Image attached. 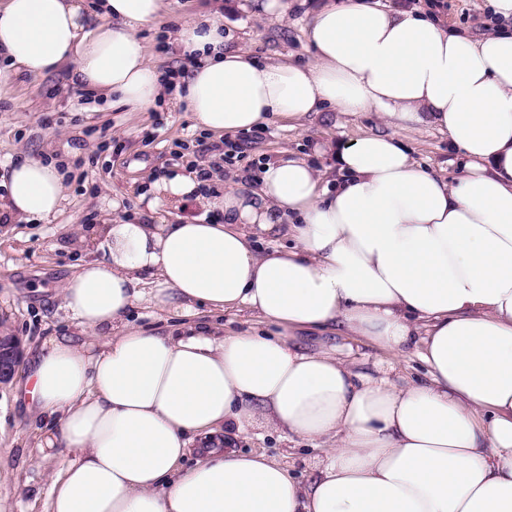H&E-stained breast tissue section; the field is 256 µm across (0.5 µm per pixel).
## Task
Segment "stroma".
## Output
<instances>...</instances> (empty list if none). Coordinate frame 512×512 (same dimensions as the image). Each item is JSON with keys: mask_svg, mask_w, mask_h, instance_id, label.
Returning <instances> with one entry per match:
<instances>
[{"mask_svg": "<svg viewBox=\"0 0 512 512\" xmlns=\"http://www.w3.org/2000/svg\"><path fill=\"white\" fill-rule=\"evenodd\" d=\"M287 11L260 9L258 0H169L167 11L139 34L158 72L178 70L186 55L174 41L179 27L200 12H218L233 37V46L271 61L306 62L311 52L304 29L310 9L319 0H286ZM382 4H417L432 10L449 29L483 33L490 0H381ZM163 123H156V116ZM378 113L356 117L331 112L313 114L302 123L272 120L251 130L248 143L230 136L224 151L218 191L252 187L261 163L284 151L310 156L317 170L332 167L331 157L315 154L320 142H347L362 133L384 130ZM218 136L200 130L185 102L166 95L157 109L131 112L121 105H104L73 80V65L64 62L39 76L0 63V159L55 157L67 163V200L48 220L0 223V325L19 336L23 349H37L53 336H73L77 329L62 306L60 288L85 257L81 239L94 228L117 219L119 212L141 210V198L154 181L176 173L188 174L199 144L218 143ZM404 143L427 169L454 177L462 157L449 150L448 136L433 128L408 131ZM307 346L353 349L361 369L372 371L395 364L397 374L413 378L424 368L413 356L392 362L369 342L340 334L300 335ZM27 376L19 365L14 377L0 385V500L9 512H46L49 476L55 458H42L38 414L17 401ZM244 451L281 458L300 481L312 473L314 449L302 439L278 431L248 435L238 442Z\"/></svg>", "mask_w": 512, "mask_h": 512, "instance_id": "35a3bbf8", "label": "stroma"}]
</instances>
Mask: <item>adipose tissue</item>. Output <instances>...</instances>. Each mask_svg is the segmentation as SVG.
Returning a JSON list of instances; mask_svg holds the SVG:
<instances>
[{
  "mask_svg": "<svg viewBox=\"0 0 512 512\" xmlns=\"http://www.w3.org/2000/svg\"><path fill=\"white\" fill-rule=\"evenodd\" d=\"M164 0H0V60L29 74L72 61L80 85L136 112L162 96L138 31ZM307 65L225 45L224 18L197 16L177 43V90L203 131L235 134L330 109L380 113L334 153L324 185L282 152L257 187L225 191L223 222L100 225V255L61 287L81 338L48 340L19 393L59 429L48 512H512V34L448 30L381 0H321ZM448 135L452 179L412 159L406 130ZM0 217L39 221L65 201L55 162H9ZM295 245L257 253L252 235ZM250 310L274 333L193 321L169 334L131 323L175 300ZM345 332L423 380L396 382L307 333ZM321 448L309 482L234 442L262 431Z\"/></svg>",
  "mask_w": 512,
  "mask_h": 512,
  "instance_id": "obj_1",
  "label": "adipose tissue"
}]
</instances>
